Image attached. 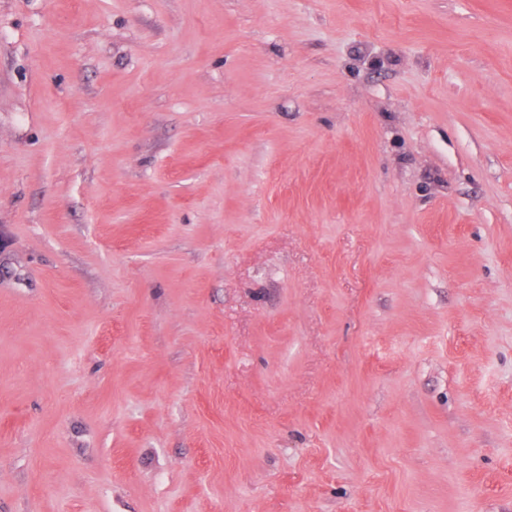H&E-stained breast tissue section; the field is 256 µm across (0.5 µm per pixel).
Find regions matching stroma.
I'll use <instances>...</instances> for the list:
<instances>
[{
	"label": "stroma",
	"mask_w": 512,
	"mask_h": 512,
	"mask_svg": "<svg viewBox=\"0 0 512 512\" xmlns=\"http://www.w3.org/2000/svg\"><path fill=\"white\" fill-rule=\"evenodd\" d=\"M0 512H512V0H0Z\"/></svg>",
	"instance_id": "35a3bbf8"
}]
</instances>
